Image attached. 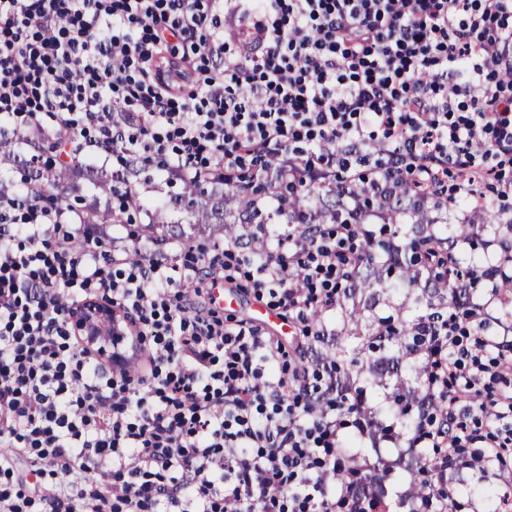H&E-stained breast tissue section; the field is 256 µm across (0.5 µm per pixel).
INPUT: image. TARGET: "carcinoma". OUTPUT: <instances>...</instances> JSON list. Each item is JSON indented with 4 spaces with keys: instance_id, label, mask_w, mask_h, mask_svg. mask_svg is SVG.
Segmentation results:
<instances>
[{
    "instance_id": "cac0c4a2",
    "label": "carcinoma",
    "mask_w": 512,
    "mask_h": 512,
    "mask_svg": "<svg viewBox=\"0 0 512 512\" xmlns=\"http://www.w3.org/2000/svg\"><path fill=\"white\" fill-rule=\"evenodd\" d=\"M19 137L4 121L0 123V195L19 198L34 193L43 200L69 209L67 199L83 201L93 186L118 197L119 206L100 207L97 202L85 206L80 223L100 226L121 224L124 218L143 213L149 218L145 230L159 237L181 222L191 230L208 233L218 241L236 243L241 230L251 224H293V232L301 233L309 224H364L370 214L381 220L379 238L369 237L361 251L353 284L344 295V311L336 334L327 337L323 362L336 369V389L343 393L353 384L352 368L367 363L373 377L394 376L389 398L395 402L427 408L425 392L410 389L398 377L404 363L418 358L443 322L440 309L451 304L462 307L470 290L462 282L461 265L477 267L484 256L451 255L453 236L471 232L467 223L448 227L438 213L440 202L419 196L418 188L409 178L390 182L388 190L377 193L359 179L336 180L325 177L309 180L296 187L288 182H264L247 174L235 180L220 176L207 179L210 190H201V183L184 181L181 191L166 196L149 195L138 186L152 185V163L125 160L120 170L104 173L89 161L80 160L76 144L54 137L49 148L55 153L51 166L35 165L43 150L44 138L36 134L25 141L33 155L20 164L15 152ZM273 199V205L259 211L254 199L259 194ZM480 222L487 225L486 235L499 241L500 248L512 251V241L498 240L495 230L498 214L484 211ZM386 257V264L397 272V283L413 295L416 313L402 315L397 322L384 321L368 315L376 305L380 292L389 287L375 269L377 253ZM442 457L433 448H422L399 458L398 466L406 471L424 470L434 480L446 473L458 477V471H445ZM346 469L341 478L347 482L348 512H389L385 501L382 477L362 473L356 454L348 450L341 457ZM432 481L410 483V512H417L421 501L430 491Z\"/></svg>"
}]
</instances>
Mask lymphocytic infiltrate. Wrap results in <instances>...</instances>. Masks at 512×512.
I'll list each match as a JSON object with an SVG mask.
<instances>
[{
	"instance_id": "1",
	"label": "lymphocytic infiltrate",
	"mask_w": 512,
	"mask_h": 512,
	"mask_svg": "<svg viewBox=\"0 0 512 512\" xmlns=\"http://www.w3.org/2000/svg\"><path fill=\"white\" fill-rule=\"evenodd\" d=\"M176 42L214 62L193 103L176 94L195 69L169 57ZM41 114L107 154L135 149L142 121L159 165L190 181L233 176L248 153L298 179L362 157L379 179L451 184L478 235L488 191L512 204V0H0V119ZM71 221L0 199V512H322L348 426L335 371L287 365L277 337L187 300L244 277L303 335H326L305 318L338 306L363 226L248 241L177 276L158 257L109 271L91 238L68 252ZM482 286L432 347L448 356L447 377L426 380L441 417L422 416L414 442L480 449L463 468L512 448V430L491 429L512 418V391L494 389L512 346L478 332L501 285ZM96 297L152 335L140 374L104 377L68 335V312Z\"/></svg>"
}]
</instances>
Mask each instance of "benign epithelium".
<instances>
[{"label":"benign epithelium","instance_id":"benign-epithelium-1","mask_svg":"<svg viewBox=\"0 0 512 512\" xmlns=\"http://www.w3.org/2000/svg\"><path fill=\"white\" fill-rule=\"evenodd\" d=\"M67 324L71 335L85 348L115 363L123 361L121 345L126 333L111 304L92 299L69 314Z\"/></svg>","mask_w":512,"mask_h":512}]
</instances>
